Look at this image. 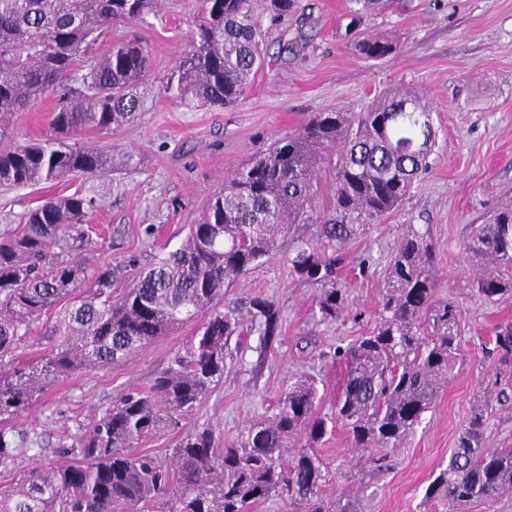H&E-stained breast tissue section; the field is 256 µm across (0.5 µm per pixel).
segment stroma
<instances>
[{"mask_svg":"<svg viewBox=\"0 0 512 512\" xmlns=\"http://www.w3.org/2000/svg\"><path fill=\"white\" fill-rule=\"evenodd\" d=\"M348 9L347 0H301L284 32L271 35L266 63L244 98L228 108L190 109L164 88L199 19L198 0H163L159 16L107 33L95 53H107L114 40L134 33L149 51L151 68L137 90L143 107L133 125L115 135L88 129L79 136L90 145L111 146L115 160L111 173L97 181L102 200L90 224L101 234L83 256L91 270L111 269L113 290L122 292L130 282L131 257L145 262L176 249L208 194L258 152L295 133L311 113L363 112L388 91H425L436 131L428 168L398 210L346 246L349 307L340 320L316 323V289L292 278L288 251L280 249L228 294L233 301L255 295L272 299L282 314L278 341L264 348L258 336L232 337L223 383L193 414L139 448L168 457L186 433L204 426L213 429L219 443L231 442L251 421L271 413L301 377L315 379L320 410L330 413L346 367L328 353L375 328L385 266L411 224L434 248L439 294L455 301L463 314V357L400 446L350 448L339 425L318 453L331 475L324 491L331 512H426L430 479L447 464L476 397L494 386V327L512 318V298L494 302L475 291L474 272L462 251L473 225L512 205V0H401L365 21L368 31L399 42L396 53L377 60L353 50L346 34ZM284 39L291 48L282 49ZM56 103L53 95L31 102L15 120L18 140L46 138ZM80 184L76 178L0 187V235L28 209L47 197L72 194ZM362 257L370 260L363 271L357 266ZM194 329L184 325L126 360L48 386L11 421L33 445L14 468L0 471V483L9 484L18 470L51 455L120 394L148 387Z\"/></svg>","mask_w":512,"mask_h":512,"instance_id":"35a3bbf8","label":"stroma"}]
</instances>
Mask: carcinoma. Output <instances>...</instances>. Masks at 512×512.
I'll return each mask as SVG.
<instances>
[{"instance_id": "carcinoma-1", "label": "carcinoma", "mask_w": 512, "mask_h": 512, "mask_svg": "<svg viewBox=\"0 0 512 512\" xmlns=\"http://www.w3.org/2000/svg\"><path fill=\"white\" fill-rule=\"evenodd\" d=\"M391 0H351V23ZM202 17L178 56L175 94L190 107H226L242 99L262 67L271 27L300 0H200ZM161 0H0V142L14 136L26 104L60 92L49 113L50 138L0 148V186L25 187L112 171V148L70 142L86 129L115 134L140 112L137 89L150 59L138 38L100 57L93 44L118 25H132ZM354 50L374 60L394 53L384 34L356 37ZM85 73L76 76V71ZM425 93L399 90L365 112L314 113L207 199L178 248L139 267L120 295L112 272L89 279L70 242L89 246L85 224L99 205L81 189L46 199L0 236V467L28 444L7 422L29 409L51 382L126 359L180 325L204 317L147 391L122 395L62 447L59 459L35 463L0 484V512H251L274 494L299 512H327L328 473L316 454L337 421L357 449L396 448L434 403L462 352V313L437 295L427 235L410 225L385 270L380 322L337 350L347 373L334 413L317 411L314 382L299 380L275 412L252 421L217 450L212 429L198 428L161 459L133 445L192 413L224 381L233 336L278 340L280 309L253 296L218 305L224 290L291 243V274L317 288L315 316L329 325L348 302L344 248L397 209L428 168L435 141ZM474 287L494 301L512 297V208L474 227L464 244ZM68 302L45 335L51 348L27 364L16 349L31 325ZM499 374L512 378V320L495 328ZM490 401L479 400L432 477L425 499L443 512H470L512 494V445L486 444Z\"/></svg>"}]
</instances>
